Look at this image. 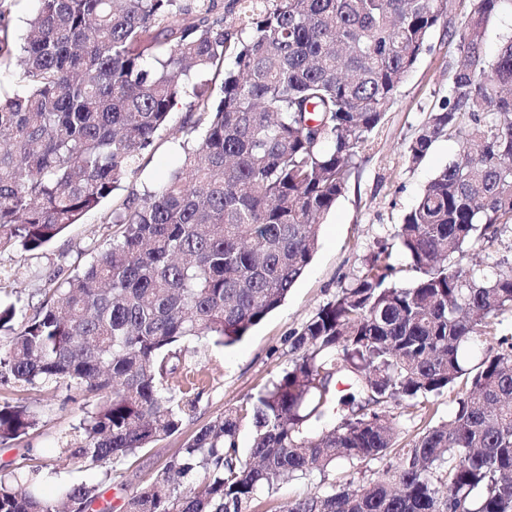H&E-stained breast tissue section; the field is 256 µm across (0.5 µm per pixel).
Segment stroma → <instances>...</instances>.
<instances>
[{
  "instance_id": "stroma-1",
  "label": "stroma",
  "mask_w": 512,
  "mask_h": 512,
  "mask_svg": "<svg viewBox=\"0 0 512 512\" xmlns=\"http://www.w3.org/2000/svg\"><path fill=\"white\" fill-rule=\"evenodd\" d=\"M449 31H436L430 52L420 59L399 89L397 99L385 119L370 135L344 193L321 225L318 249L310 265L292 287L282 306L255 326L240 343L232 347L212 346L195 356H186V365L201 369L206 384L192 410L186 411L180 429L155 442L115 466L112 479L103 482V492L113 505L142 486L178 455L200 428L257 393L290 364L293 355L289 337L300 330L323 306L334 301L342 287L361 274L367 257L378 247H388L396 272L393 283L409 286L417 277L401 252L395 232L404 215L434 176L462 153L456 135L436 141L423 161L410 165L406 147L427 121L431 111L448 96L459 52L458 34L468 16L472 0H449ZM181 158L177 142L159 133L145 154L142 165L104 200L100 207L85 214L79 223L35 252H0V271L17 275L15 283L23 301L37 303L46 276L57 269L65 272L87 268L97 253L112 238L108 218L133 192L163 185ZM454 391L429 396L426 410L406 405L391 407L398 425V444L381 460L363 465L345 461L326 472H312L304 478L280 482L272 492H260L251 512H282L288 501L331 488L359 486L376 479L398 461L405 446L428 424L452 419ZM22 400L37 411L39 426L21 439L0 444V467L27 469L31 461L43 464L39 490L55 492L64 482H102L98 469H75L60 459V448L72 438L76 426L90 408L77 390L60 386L24 389L0 383V401Z\"/></svg>"
}]
</instances>
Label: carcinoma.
<instances>
[{
  "mask_svg": "<svg viewBox=\"0 0 512 512\" xmlns=\"http://www.w3.org/2000/svg\"><path fill=\"white\" fill-rule=\"evenodd\" d=\"M12 2L0 0V67L19 68L24 85L0 92V251H36L110 197L177 99L209 114L198 137L175 130L181 165L161 188L127 196L89 267L48 275L29 313L0 303V331L12 332L0 373L92 400L60 452L108 476L178 431L199 401L204 379L172 362L174 347L232 346L287 298L448 0H251L241 17L243 0H230L212 22L214 0H202L177 27L166 22L184 13L181 0H37L21 46ZM506 10L512 0H475L448 98L407 145L413 165L450 132L463 146L397 231L413 284L387 285L392 252L371 253L294 332L296 356L271 386L201 428L120 507L94 484L44 496L34 466L0 470V512H71L77 501L85 512H249L284 479L386 455L398 436L389 406L459 382L451 422L420 432L395 467L284 512H512V341L495 328L512 311V271L465 263L473 242L512 224V38L492 57L485 49ZM210 74L223 76L215 103L197 82ZM38 423L29 405L1 403L0 443ZM244 424L254 432L245 459ZM198 476L200 488L180 490Z\"/></svg>",
  "mask_w": 512,
  "mask_h": 512,
  "instance_id": "cac0c4a2",
  "label": "carcinoma"
}]
</instances>
